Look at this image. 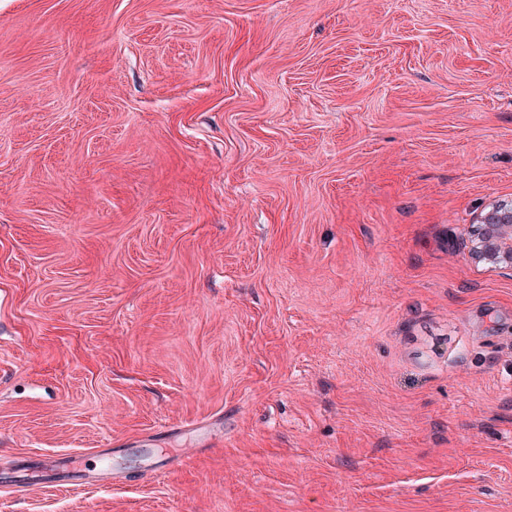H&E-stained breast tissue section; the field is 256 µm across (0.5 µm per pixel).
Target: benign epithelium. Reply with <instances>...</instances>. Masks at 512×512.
<instances>
[{
  "label": "benign epithelium",
  "instance_id": "1",
  "mask_svg": "<svg viewBox=\"0 0 512 512\" xmlns=\"http://www.w3.org/2000/svg\"><path fill=\"white\" fill-rule=\"evenodd\" d=\"M469 255L492 268L512 270V206H495L481 216Z\"/></svg>",
  "mask_w": 512,
  "mask_h": 512
}]
</instances>
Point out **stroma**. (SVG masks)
Segmentation results:
<instances>
[{"label":"stroma","instance_id":"stroma-1","mask_svg":"<svg viewBox=\"0 0 512 512\" xmlns=\"http://www.w3.org/2000/svg\"><path fill=\"white\" fill-rule=\"evenodd\" d=\"M512 0H0V512H512ZM470 257L491 268L512 270V206H494L480 218L472 235ZM46 471L51 472L54 478L59 480H52L56 482L57 487L60 489H70L75 486H81L90 481L79 482L92 478L93 482H112L117 477L112 473V470L107 467L100 468L95 474H87L81 456H71L65 464L59 466L57 464L48 465L45 467ZM67 481V482H64Z\"/></svg>","mask_w":512,"mask_h":512}]
</instances>
